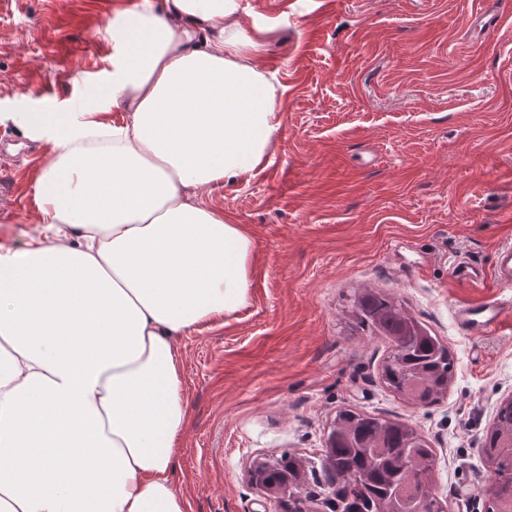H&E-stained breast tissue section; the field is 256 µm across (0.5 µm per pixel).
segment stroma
Returning a JSON list of instances; mask_svg holds the SVG:
<instances>
[{"label": "stroma", "mask_w": 512, "mask_h": 512, "mask_svg": "<svg viewBox=\"0 0 512 512\" xmlns=\"http://www.w3.org/2000/svg\"><path fill=\"white\" fill-rule=\"evenodd\" d=\"M128 0H0V241L45 237L36 180L50 154L25 113L87 111L112 86L109 30ZM269 31L280 128L270 162L211 187L255 244L251 299L177 337L190 423L172 480L185 512H264L255 460L310 455L337 409L408 423L434 450L432 490L485 512L484 428L512 398V323L463 334L456 310L512 288L454 279L512 244V11L479 36L482 0H243ZM46 84V96L20 90ZM401 301L449 346L446 394L416 406L382 382L388 340L358 328L355 293Z\"/></svg>", "instance_id": "stroma-1"}]
</instances>
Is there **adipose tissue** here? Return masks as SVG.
Masks as SVG:
<instances>
[{
  "label": "adipose tissue",
  "mask_w": 512,
  "mask_h": 512,
  "mask_svg": "<svg viewBox=\"0 0 512 512\" xmlns=\"http://www.w3.org/2000/svg\"><path fill=\"white\" fill-rule=\"evenodd\" d=\"M242 9L120 15L98 110L24 116L52 151L36 183L51 235L0 243V512H184L175 339L247 304L254 254L202 192L267 163L280 126L256 64L267 27L244 33Z\"/></svg>",
  "instance_id": "1"
}]
</instances>
